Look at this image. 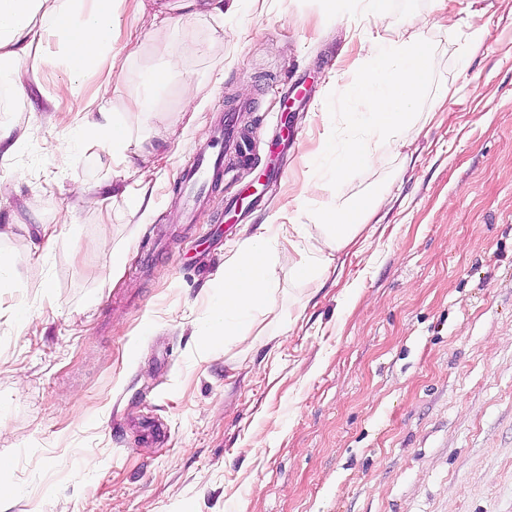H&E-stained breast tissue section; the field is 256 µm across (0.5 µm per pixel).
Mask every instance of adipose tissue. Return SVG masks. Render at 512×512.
Segmentation results:
<instances>
[{
	"mask_svg": "<svg viewBox=\"0 0 512 512\" xmlns=\"http://www.w3.org/2000/svg\"><path fill=\"white\" fill-rule=\"evenodd\" d=\"M119 0H0V62L10 63L8 84L15 93L37 80L50 60V42L63 44L62 64L68 79L58 88L59 97L75 93L80 78L103 69L115 70L112 54L121 28ZM112 83L103 79L90 99L89 110L75 129L77 139L93 136L108 142L115 158L129 146L124 121L110 117ZM387 202L386 196L358 195L336 206L309 212L303 224H283L288 239L303 238L301 259L293 273L306 280L327 269L335 252L354 242ZM276 280L275 265L264 248L263 236L246 241L224 271V300L211 314L213 342L233 341L237 334L226 323V314L258 313L270 307Z\"/></svg>",
	"mask_w": 512,
	"mask_h": 512,
	"instance_id": "adipose-tissue-1",
	"label": "adipose tissue"
}]
</instances>
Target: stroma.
I'll return each instance as SVG.
<instances>
[{
	"label": "stroma",
	"mask_w": 512,
	"mask_h": 512,
	"mask_svg": "<svg viewBox=\"0 0 512 512\" xmlns=\"http://www.w3.org/2000/svg\"><path fill=\"white\" fill-rule=\"evenodd\" d=\"M124 0L111 110L130 143L116 161L73 128L101 81L58 98L45 67L23 97L0 87V125L24 148L0 156V512H512V0H390L368 23L326 0H224L225 26L154 20L175 0ZM428 21L450 94L426 102L403 151L333 189L314 169L361 40L411 36ZM482 47L460 68L473 28ZM175 57L177 86L134 112L142 74ZM305 91L280 120L287 80ZM261 129L251 166L227 174L192 223L177 175L215 125ZM72 152L70 168L60 153ZM282 176L263 189L273 165ZM148 182L149 210L130 199ZM90 186L78 198L74 185ZM391 188L328 272L299 280V255L268 237L274 303L236 319L247 345L209 342L224 265L266 225ZM53 242L35 249L44 226ZM126 254L112 276V253Z\"/></svg>",
	"instance_id": "35a3bbf8"
}]
</instances>
